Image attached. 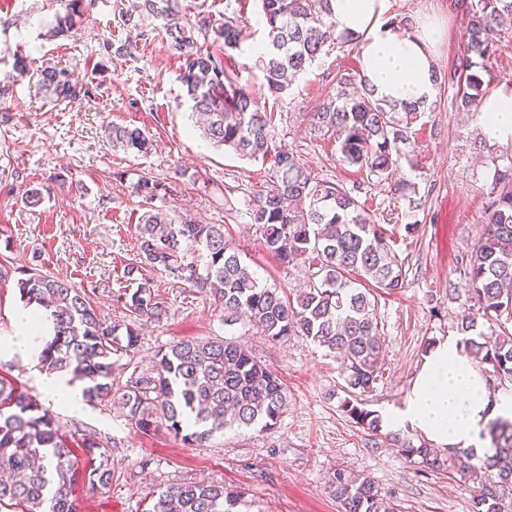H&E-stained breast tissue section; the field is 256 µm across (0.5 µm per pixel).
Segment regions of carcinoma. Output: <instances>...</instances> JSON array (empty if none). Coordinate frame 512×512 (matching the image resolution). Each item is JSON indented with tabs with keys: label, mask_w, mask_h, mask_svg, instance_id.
<instances>
[{
	"label": "carcinoma",
	"mask_w": 512,
	"mask_h": 512,
	"mask_svg": "<svg viewBox=\"0 0 512 512\" xmlns=\"http://www.w3.org/2000/svg\"><path fill=\"white\" fill-rule=\"evenodd\" d=\"M52 34L62 36L81 21V0H62ZM267 23V44L259 56L265 86L273 96L288 91L313 65L327 43L328 0H258ZM465 22L466 40L458 65L447 76L457 109L479 112L490 93L486 62L495 56L503 18L512 0H453ZM135 11L167 21L171 47L183 56L182 82L192 109L203 117L205 136L217 147L248 160L272 159L265 179L252 191L247 216L265 250L283 265L309 261L306 287L289 296L263 283L226 238L224 225L175 221L150 208L138 217V260L125 275L141 283L126 299V320L112 324L96 309L89 293L47 273H29L16 281L25 306L45 309L52 338L40 354L41 367L65 372L83 383L91 404L120 396L135 428L153 433L159 423L188 446H201L226 429L270 431L280 422L287 391L280 377L244 345L227 338L179 340L161 347L149 373H133L122 386L113 379L112 354L134 356L145 322H160L168 307L143 271L161 270L197 294H209L224 308V322H247L273 341L300 336L338 354L348 392L367 393L382 378V341L371 289L393 294L405 287L406 274L383 227L368 215L357 187L316 177L294 153L276 145L273 113L261 98L231 75L224 63L229 49L240 46L244 22L224 17L213 30L216 50L194 47L190 30L180 23V0H138ZM42 86L54 102L85 95L83 84L62 69L41 73ZM427 102H399L377 95L364 78L337 72L330 90L309 113L313 131L335 140L340 161L367 170L378 181L392 176L409 129ZM107 142L114 150L146 153L150 138L138 127L110 125ZM507 163L501 164L499 160ZM494 174L484 193L485 229L470 251L466 288L457 330L476 332L465 339L469 353L504 379H512V336L501 319L512 318V154L491 148ZM153 201L161 182L147 176L134 185ZM125 330L121 344L119 330ZM355 423L372 436L398 443L406 459L420 458L427 469H456L476 483L474 512H512V419L488 425L494 448L479 465L465 449L442 457L409 440L383 433L374 411L351 399L342 403ZM85 456L89 488L112 487L111 449L92 432L77 439ZM79 466L67 433L32 397L0 378V508L20 512H80L69 495ZM339 512H397L368 476L343 469L328 475ZM241 493L222 484L183 482L160 491L147 512H237Z\"/></svg>",
	"instance_id": "obj_1"
}]
</instances>
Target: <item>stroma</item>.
<instances>
[{
  "label": "stroma",
  "mask_w": 512,
  "mask_h": 512,
  "mask_svg": "<svg viewBox=\"0 0 512 512\" xmlns=\"http://www.w3.org/2000/svg\"><path fill=\"white\" fill-rule=\"evenodd\" d=\"M450 2L390 0L388 13L408 18L414 29L434 24L432 53L443 74L453 70L465 34ZM130 3L83 0V22L67 36L51 38L47 31L60 9L58 0H0V263L9 269L0 279V338L15 333L14 317L23 307L15 281L33 268L92 291L102 317L123 321L124 297L137 287L124 268L137 257V218L149 205L223 225L268 284L292 290L307 278L305 263L280 268L244 217L265 164L241 160L204 138L165 21L144 16L136 25L125 24L122 12ZM182 6L191 21H205V28L194 32L205 48L226 14L242 12L245 37L226 65L241 83L264 94L253 47L265 42L267 28L253 0H182ZM48 67L74 74L88 96L75 103L50 102L40 85ZM359 67L356 49L328 41L319 59L268 107L277 143L298 154L319 178L358 185L360 200L405 262V288L376 298L383 377L363 396L367 409L388 418L402 409L426 346L458 334L457 296L466 281L468 249L483 231L482 197L493 169L479 145L478 117L456 111L453 90L444 85L436 86L412 125L410 145L391 182L343 165L335 141L311 131L306 115L337 71ZM112 123L145 130L151 150L112 151L105 138ZM143 174L169 186L165 199L148 204L136 194ZM395 181L414 185L411 198H394ZM38 185L51 188L50 198L26 207L24 191ZM410 222L419 226L411 237L404 231ZM151 278L168 315L142 327L134 358L118 356L117 382L150 371L166 343L220 336L245 345L280 376L288 389L287 410L274 430L218 433L204 447L189 448L163 427L149 435L139 432L116 399L69 413L43 397L22 356L0 352V377L39 399L66 431L95 432L111 448L109 491H89L80 473L71 484L80 512H147L161 490L199 480L241 491L242 512H338L327 487L328 473L337 468L369 476L399 512H472L471 483L405 460L392 441L374 439L343 413L344 381L334 354L301 337L276 342L249 325H225L223 312L209 298L185 290L164 272H152Z\"/></svg>",
  "instance_id": "stroma-1"
}]
</instances>
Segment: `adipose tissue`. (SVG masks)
Here are the masks:
<instances>
[{"label":"adipose tissue","instance_id":"1","mask_svg":"<svg viewBox=\"0 0 512 512\" xmlns=\"http://www.w3.org/2000/svg\"><path fill=\"white\" fill-rule=\"evenodd\" d=\"M337 32L358 37L361 74L377 94L398 101L431 99L434 57L426 28L396 30L387 18L389 0H329ZM480 125L488 142L512 140V86L501 85L480 107ZM16 332L6 347L37 364L48 339L42 310L29 306L14 319ZM497 417L512 418V397H493L475 368L462 339H443L429 348L397 425H409L437 448L469 449L486 456L480 433Z\"/></svg>","mask_w":512,"mask_h":512}]
</instances>
